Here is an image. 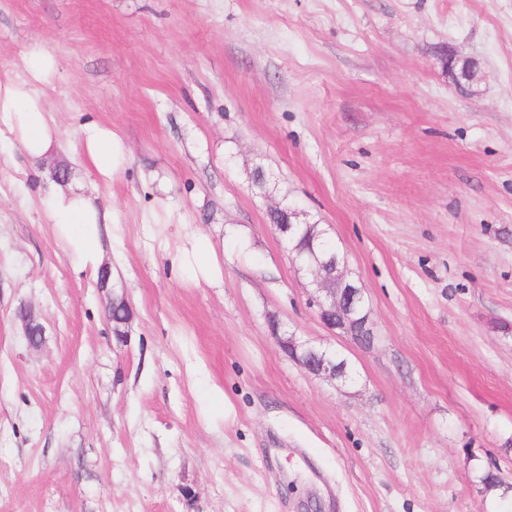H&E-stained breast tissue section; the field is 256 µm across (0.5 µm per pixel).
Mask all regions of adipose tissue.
<instances>
[{
  "instance_id": "1",
  "label": "adipose tissue",
  "mask_w": 512,
  "mask_h": 512,
  "mask_svg": "<svg viewBox=\"0 0 512 512\" xmlns=\"http://www.w3.org/2000/svg\"><path fill=\"white\" fill-rule=\"evenodd\" d=\"M56 71L54 58L44 52L29 53L23 68L0 80V139L18 141L34 159L58 147L57 131L43 108V87ZM85 152L93 173L108 179L126 163L122 139L111 129L91 126L85 131ZM52 224L66 254L80 269L98 268L100 243L112 231V217L75 191H55L44 214Z\"/></svg>"
}]
</instances>
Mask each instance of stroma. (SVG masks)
Wrapping results in <instances>:
<instances>
[{
  "label": "stroma",
  "mask_w": 512,
  "mask_h": 512,
  "mask_svg": "<svg viewBox=\"0 0 512 512\" xmlns=\"http://www.w3.org/2000/svg\"><path fill=\"white\" fill-rule=\"evenodd\" d=\"M39 49L60 147L0 145V512H501L480 477L512 480V0H0V80ZM92 123L128 149L109 180ZM56 167L112 215L107 288L44 221ZM276 203L346 257L373 344L320 320ZM202 236L219 278L182 262ZM274 322L356 382L307 373ZM85 152L92 164L96 177L112 179L126 163V151L122 139L111 129L102 126H91L85 130Z\"/></svg>",
  "instance_id": "obj_1"
}]
</instances>
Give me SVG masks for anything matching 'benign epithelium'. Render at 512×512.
<instances>
[{
    "label": "benign epithelium",
    "instance_id": "7a95c632",
    "mask_svg": "<svg viewBox=\"0 0 512 512\" xmlns=\"http://www.w3.org/2000/svg\"><path fill=\"white\" fill-rule=\"evenodd\" d=\"M272 210L280 217L279 223L275 225L276 230L287 242H293L304 226L299 221L298 211L279 203L272 206ZM294 259L311 275V300L323 324L331 330H343L359 343H371L374 336L365 312L363 288L348 278L345 257L337 247L317 250L311 245L305 253L294 251ZM22 322L29 346L38 347L42 343V326L28 314ZM271 330L280 349L297 360L309 373L343 385L352 380L347 360L337 357L335 352L300 342L294 336L280 331L277 323L271 326Z\"/></svg>",
    "mask_w": 512,
    "mask_h": 512
}]
</instances>
